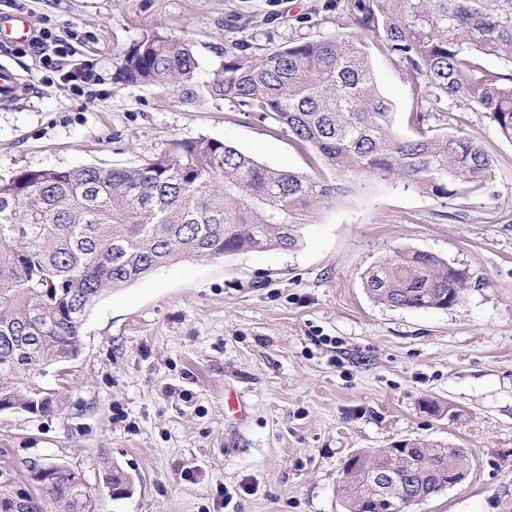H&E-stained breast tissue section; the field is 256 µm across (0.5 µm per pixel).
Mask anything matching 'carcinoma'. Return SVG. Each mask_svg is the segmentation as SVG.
I'll return each instance as SVG.
<instances>
[{
  "label": "carcinoma",
  "instance_id": "carcinoma-1",
  "mask_svg": "<svg viewBox=\"0 0 512 512\" xmlns=\"http://www.w3.org/2000/svg\"><path fill=\"white\" fill-rule=\"evenodd\" d=\"M354 31L279 48L224 51L203 79L187 41L152 34L123 54L121 76L180 93L183 101L230 100L288 131L311 153L316 175L259 163L235 146L201 137L176 140L136 166L95 164L23 170L0 179V406L39 413L54 408L28 386L76 359L94 303L180 258H220L300 247L321 207L356 192L367 178L403 179L437 198L486 187L495 161L465 132L428 125V95L461 112H483L512 142V0H349ZM370 36V40L362 36ZM408 66L416 90L413 136L394 129L392 104L376 85L369 51ZM493 57L501 70L486 68ZM364 288L399 309H445L469 285L466 272L436 255L406 250L368 269ZM468 451L441 442L358 451L337 491L344 512L356 503L385 512L414 505L470 473ZM415 486L416 501L380 500L376 475ZM107 488L131 492L119 467ZM21 493L0 470V502ZM85 486L64 473L37 489L21 512H85Z\"/></svg>",
  "mask_w": 512,
  "mask_h": 512
}]
</instances>
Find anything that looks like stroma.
<instances>
[{"label": "stroma", "mask_w": 512, "mask_h": 512, "mask_svg": "<svg viewBox=\"0 0 512 512\" xmlns=\"http://www.w3.org/2000/svg\"><path fill=\"white\" fill-rule=\"evenodd\" d=\"M71 63H90L96 99L15 50L0 108V175L82 164L136 165L172 141L214 138L273 168L313 173L278 127L228 100L182 102L118 77L121 55L153 33L187 39L203 76L226 48H264L347 31V0H25ZM380 92L410 134L414 90L374 55ZM495 158L489 188L440 199L372 178L323 208L293 251L174 261L92 307L81 355L43 383L51 412L0 413V469L26 476L51 458L82 471L98 512H343L348 456L424 439L466 448L467 481L413 512H512V142L480 112H453ZM417 249L467 271L447 309L371 300L367 269ZM239 397L242 417L225 414ZM135 479L111 496L102 461ZM252 485L253 493L242 490ZM224 496H217V488ZM18 75L6 64H0V106H8L12 103L16 87L18 85Z\"/></svg>", "instance_id": "1"}]
</instances>
